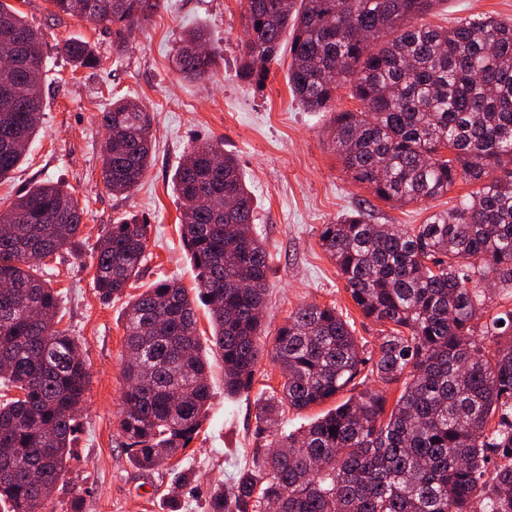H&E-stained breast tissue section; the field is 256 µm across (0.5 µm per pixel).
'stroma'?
<instances>
[{"label":"stroma","instance_id":"35a3bbf8","mask_svg":"<svg viewBox=\"0 0 512 512\" xmlns=\"http://www.w3.org/2000/svg\"><path fill=\"white\" fill-rule=\"evenodd\" d=\"M37 31L47 56L40 130L25 158L0 181V209L37 184H61L85 210L76 245L50 261L44 275L59 292L60 328L83 348L89 373L82 429L47 512H207L215 484L233 485L251 468L264 439L256 433V403L279 388L281 375L263 356L247 393L224 394V364L211 342L205 307H198L201 343L209 361L212 397L208 416L188 447L162 466L136 464L119 425L125 385L124 310L129 297L170 279L191 289L196 270L181 238L180 202L172 176L194 145L223 141L245 177L255 228L265 240L271 275L264 310V342L273 344L288 316L305 304L336 307L359 341L376 349L379 327L363 317L336 265L320 245L322 225L364 205L377 224H420L453 207L471 186L458 182L448 194L406 205L377 199L343 170L330 142L334 113L359 109L340 88L331 111L309 112L288 87L291 55L281 50L263 88L238 75L246 38L241 0H165L163 8L127 37L122 56L112 53L114 32L76 17H55L47 0H8ZM486 14L512 20V0H442L425 21L453 26ZM203 27L220 60L209 78L179 75L173 55L186 30ZM94 45L95 68L71 70L57 57L67 38ZM132 98L153 115V163L139 186L115 195L101 179L104 132L100 114L112 99ZM137 216L149 226L142 272L125 295L102 300L94 286L95 247L110 224Z\"/></svg>","mask_w":512,"mask_h":512}]
</instances>
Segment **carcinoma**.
<instances>
[{
	"mask_svg": "<svg viewBox=\"0 0 512 512\" xmlns=\"http://www.w3.org/2000/svg\"><path fill=\"white\" fill-rule=\"evenodd\" d=\"M55 16L124 32L163 0H47ZM250 37L239 76L258 85L292 38L288 84L311 112H326L349 86L362 108L336 114L332 146L346 173L383 201L434 199L458 181L475 189L422 224H374L359 208L325 224L321 246L363 316L388 327L366 349L334 306L303 305L271 352L282 373L256 409L272 438L253 467L208 512H512V309L484 317L485 283L512 284V22L469 16L449 28L417 20L441 0H244ZM27 44L30 66L0 69V180L25 155L43 112L46 56L38 34L0 0V55ZM195 28L175 53L177 71L201 80L218 52ZM56 54L72 67L99 57L84 40ZM151 113L119 98L101 112L107 136L101 178L114 194L139 185L152 164ZM181 237L198 270L195 296L162 280L128 302L120 429L137 464H164L198 434L211 398L195 307L210 314L224 363V392L246 393L264 353L261 317L270 271L252 233L254 205L222 142L193 146L173 176ZM84 208L53 182L0 210V512H44L30 481L63 476L79 431L88 371L79 344L57 328L59 293L45 260L79 234ZM147 227L135 217L99 238L94 285L124 293L146 259ZM402 382L391 410L380 388ZM351 395L307 428L280 433L285 409Z\"/></svg>",
	"mask_w": 512,
	"mask_h": 512,
	"instance_id": "1",
	"label": "carcinoma"
}]
</instances>
